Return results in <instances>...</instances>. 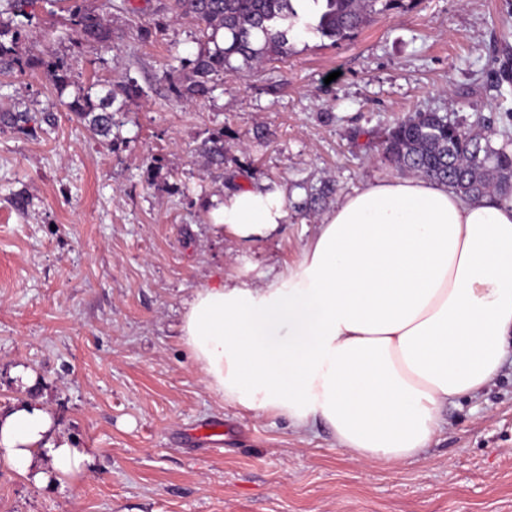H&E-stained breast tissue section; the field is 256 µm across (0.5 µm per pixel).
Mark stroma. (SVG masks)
I'll return each instance as SVG.
<instances>
[{
    "instance_id": "stroma-1",
    "label": "stroma",
    "mask_w": 512,
    "mask_h": 512,
    "mask_svg": "<svg viewBox=\"0 0 512 512\" xmlns=\"http://www.w3.org/2000/svg\"><path fill=\"white\" fill-rule=\"evenodd\" d=\"M112 43L77 45L64 0H32L23 48L67 56L76 84L121 85L111 140L61 104L42 69L0 75V108L32 134L0 129V408L22 398L23 365L77 447L94 456L73 487L39 488L0 463V512H512V366L445 410L419 456L359 460L329 431L224 406L178 336L186 291L225 277L261 283L295 262L341 194L393 176L381 137L417 111L471 128L493 118L512 140V0H399L350 36L291 37L287 54L177 100L171 82L206 30L174 0H105ZM163 22L161 33L140 30ZM224 135V165L202 140ZM336 192L313 211L309 186ZM285 187L279 235L214 237L204 203ZM32 121L27 109L19 110L14 106L12 109H0V127L4 126L27 134L33 132L28 124Z\"/></svg>"
}]
</instances>
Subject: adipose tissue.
<instances>
[{
  "instance_id": "obj_1",
  "label": "adipose tissue",
  "mask_w": 512,
  "mask_h": 512,
  "mask_svg": "<svg viewBox=\"0 0 512 512\" xmlns=\"http://www.w3.org/2000/svg\"><path fill=\"white\" fill-rule=\"evenodd\" d=\"M214 235L245 243L288 221L287 192L251 187L206 204ZM180 340L225 405L318 422L355 457L399 463L428 448L449 403L480 393L512 360V200H472L428 178L391 176L345 193L297 262L263 284L192 290ZM0 410V461L40 487L93 463L38 396Z\"/></svg>"
}]
</instances>
